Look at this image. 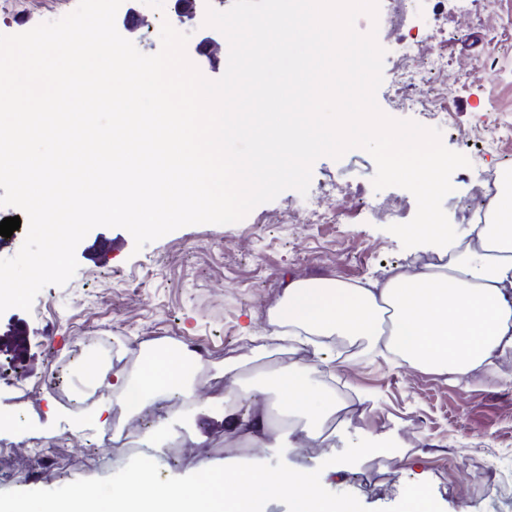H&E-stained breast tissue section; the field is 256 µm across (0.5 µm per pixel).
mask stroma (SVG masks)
Segmentation results:
<instances>
[{"label": "stroma", "mask_w": 512, "mask_h": 512, "mask_svg": "<svg viewBox=\"0 0 512 512\" xmlns=\"http://www.w3.org/2000/svg\"><path fill=\"white\" fill-rule=\"evenodd\" d=\"M12 2L9 11H0L4 35L57 20L73 11L78 0ZM137 9L159 19L169 12L163 0H123L116 15L122 36L142 53H156L159 29L142 35L127 22ZM510 10L512 0H482L470 24H461L453 15L439 23L447 33L442 52L449 61L462 55L478 60L493 51L500 58L498 70L459 84L450 101L458 126L441 132L443 145L462 153L474 149L481 115H502L499 147L487 151L481 167L454 171L452 192L437 201L440 222L455 233L464 230L456 202L479 178L482 167L512 170V26L488 18L489 13ZM375 172L374 159L360 148L337 160L320 157L312 166L313 179L337 181L367 197L379 193L401 201L398 220L410 221L417 210L414 196L398 187L375 191ZM299 199V193L289 189L256 206L238 223L186 226L139 251L127 230L94 228L76 248L78 269L68 283L46 286L31 311L11 308L0 314V336L24 341L18 353L30 376L25 399L8 389L0 391V436L44 445L64 442L69 457L63 475L35 483L21 471L13 489H55L80 479L105 478L124 467L116 448L99 445L112 423L107 409L112 395L96 393L90 375L110 357L124 356L128 348L143 343L152 352L180 346L211 352V367L197 381L193 410L170 409L137 433L138 454L158 464L161 478L187 476L205 464L270 463L279 457L295 470H320L327 490L352 493L373 512L397 504L406 484L424 481L431 483L444 512H512L511 494L494 493L483 485L487 471L512 485V353L499 359L496 370L466 386L393 367L379 355L340 363L334 344H323L315 352L299 340L272 337L269 311L287 275L377 278L411 264L417 255L416 248H403L388 231L387 219L370 218L333 199L323 200L321 206L337 210V223H264V216ZM280 346L295 360L308 361L317 354L336 361V394L355 396L366 407V416L333 431L330 446L324 448L303 446L294 434L280 452L244 443L229 447V438L239 430L233 412L210 393L211 383L219 379L217 367ZM393 430L400 441L388 458L389 481L365 484L363 476L374 464L370 456L355 464H330V457L342 452L348 441ZM199 434L208 449L204 459H182L168 445L174 437L193 444ZM88 454L99 456L101 467H80V459Z\"/></svg>", "instance_id": "35a3bbf8"}]
</instances>
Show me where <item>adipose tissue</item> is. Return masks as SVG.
Returning a JSON list of instances; mask_svg holds the SVG:
<instances>
[{"instance_id": "obj_1", "label": "adipose tissue", "mask_w": 512, "mask_h": 512, "mask_svg": "<svg viewBox=\"0 0 512 512\" xmlns=\"http://www.w3.org/2000/svg\"><path fill=\"white\" fill-rule=\"evenodd\" d=\"M377 135L389 147L392 171L412 177L425 211L435 214L437 198L450 190L440 177L445 158L422 152L416 137L388 127ZM417 237L430 243L424 260L382 279L288 278L271 324L292 336L362 339L368 349L393 355L396 366L469 384L512 352V176H503L482 219L462 234L430 224ZM198 369L183 350L147 357L136 376L116 387L115 401L126 413L139 414L158 407L166 392L192 396L190 378ZM317 369L293 361L277 379L312 440L341 410L335 394L314 388Z\"/></svg>"}]
</instances>
